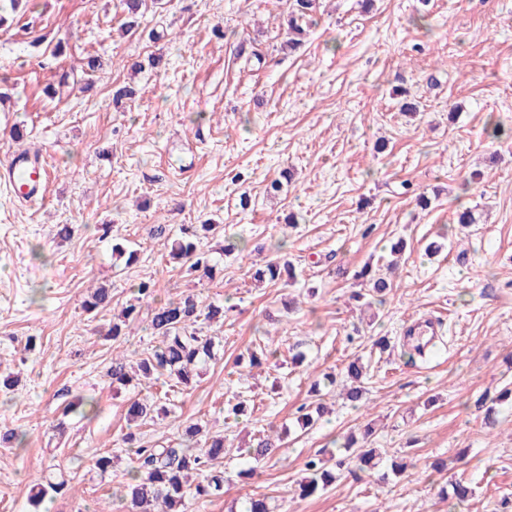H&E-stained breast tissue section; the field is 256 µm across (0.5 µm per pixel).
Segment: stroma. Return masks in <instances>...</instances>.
<instances>
[{"label":"stroma","instance_id":"35a3bbf8","mask_svg":"<svg viewBox=\"0 0 512 512\" xmlns=\"http://www.w3.org/2000/svg\"><path fill=\"white\" fill-rule=\"evenodd\" d=\"M291 9L164 0L126 34L120 0H27L0 28V164L37 149L49 170L37 202L0 188V380L15 381L0 391V431L23 434L0 447V512H117L123 434L175 446L192 423L224 437V492L187 497L188 512H242L252 497L271 512H512V399L499 396L512 385V140L485 132L512 126V0H320L293 53ZM151 55L163 66L132 71ZM90 56L102 70L86 71ZM406 96L420 113L400 112ZM186 144L183 175L172 163ZM465 208L477 223H455ZM204 222L222 231L201 249L234 246L211 278L170 260L155 233ZM118 242L133 261L113 254ZM278 257L295 280L256 284ZM368 265L393 283L383 303L364 300ZM143 281L159 301L192 293L224 308L203 325L216 356L191 387L111 383L113 352L134 361L157 343L143 322L104 337ZM101 285L111 307L85 311ZM424 319L440 338L420 354L404 330ZM270 344L276 358L240 365ZM353 361L366 388L356 407L342 395ZM136 396L168 415L128 427ZM319 398L328 414L301 431L300 406ZM80 399L92 411H67ZM239 401L246 414L225 421ZM367 427L380 458L358 479L343 443ZM280 432L262 467L240 455ZM318 454L339 461L337 479L300 497ZM50 473L72 489L33 508L30 485ZM459 480L472 494L458 506L442 493Z\"/></svg>","mask_w":512,"mask_h":512}]
</instances>
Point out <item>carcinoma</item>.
Wrapping results in <instances>:
<instances>
[{
    "label": "carcinoma",
    "instance_id": "1",
    "mask_svg": "<svg viewBox=\"0 0 512 512\" xmlns=\"http://www.w3.org/2000/svg\"><path fill=\"white\" fill-rule=\"evenodd\" d=\"M299 15L288 18V49L296 48L306 28L301 20L309 16L316 8L318 0H296ZM126 14L124 26L132 30L139 26L143 17L145 0H122ZM214 224H191L180 230L175 237L166 238L169 256L177 260L191 261L190 268L213 274L216 270L211 253L198 249L200 238L215 234ZM293 277L292 267L279 259L270 260L264 267L255 270L256 281H276L282 272ZM155 289L149 282H142L137 288V296L121 311L119 321L112 323L108 335L117 339L122 335L123 327L130 321L146 317L152 333L159 344L144 354L137 364L138 372L132 371L129 360L124 356L112 359L108 376L112 384L126 387L132 385L137 374L147 378L153 374H168L176 383L187 386L198 375L199 368L215 357L214 337L203 334L199 320L207 322L223 315V308L217 305L201 307L195 297L188 295L178 300H169L157 306L153 305ZM112 304V293L103 287L96 289L85 300L84 308L88 312L104 310ZM347 377L350 385L346 387V398L352 403L361 401L364 395L363 367L357 362L349 363ZM167 414V409L148 399H135L128 404L127 419L143 421ZM278 445L270 436H260L247 448L248 457L256 464L271 458ZM224 458V438L204 436L199 448H181L166 446H139L132 460L126 481L112 492L126 512H185V500L188 495L206 498L217 495L224 488V471L219 469ZM377 450L359 449L356 455L357 466L361 471H370L376 466ZM309 476L299 484L300 495L312 496L324 490L336 479L332 469L322 458H313L306 463ZM32 501L39 504L48 496L54 498L66 494L69 480L40 477L32 486Z\"/></svg>",
    "mask_w": 512,
    "mask_h": 512
}]
</instances>
